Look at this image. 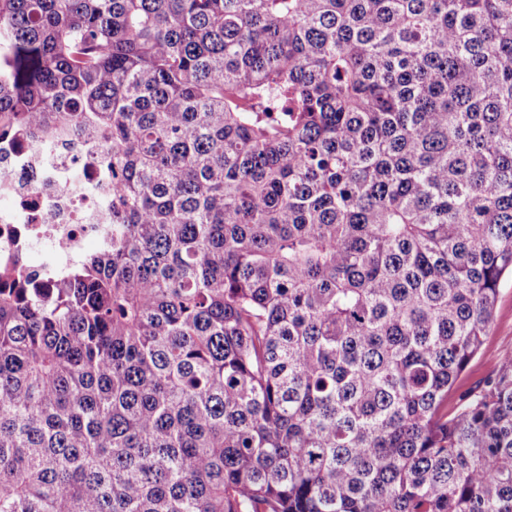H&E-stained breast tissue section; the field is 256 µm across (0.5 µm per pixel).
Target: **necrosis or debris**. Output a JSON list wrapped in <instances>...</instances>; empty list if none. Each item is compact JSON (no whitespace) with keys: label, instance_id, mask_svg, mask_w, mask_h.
I'll return each instance as SVG.
<instances>
[{"label":"necrosis or debris","instance_id":"1","mask_svg":"<svg viewBox=\"0 0 512 512\" xmlns=\"http://www.w3.org/2000/svg\"><path fill=\"white\" fill-rule=\"evenodd\" d=\"M103 143L73 134L16 141L0 138V270L26 265L36 248L51 250L52 264L36 268L52 283L83 256L86 239L112 242V173Z\"/></svg>","mask_w":512,"mask_h":512}]
</instances>
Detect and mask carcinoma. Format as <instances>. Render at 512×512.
<instances>
[{"label":"carcinoma","mask_w":512,"mask_h":512,"mask_svg":"<svg viewBox=\"0 0 512 512\" xmlns=\"http://www.w3.org/2000/svg\"><path fill=\"white\" fill-rule=\"evenodd\" d=\"M112 246L0 288V512H512V0H0V134ZM499 288L494 320L488 335L448 397V410H454L460 395L483 380L505 355L512 356V278L505 276Z\"/></svg>","instance_id":"carcinoma-1"}]
</instances>
